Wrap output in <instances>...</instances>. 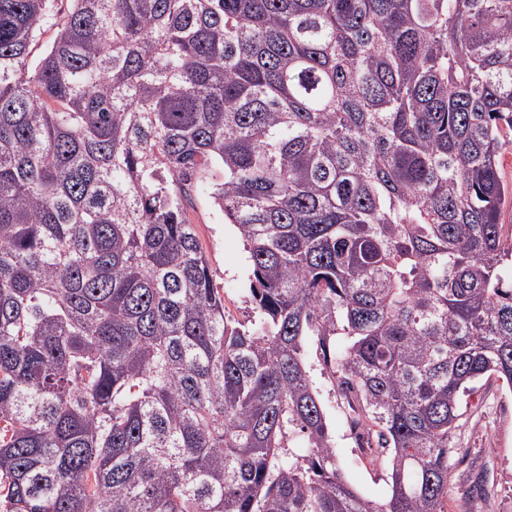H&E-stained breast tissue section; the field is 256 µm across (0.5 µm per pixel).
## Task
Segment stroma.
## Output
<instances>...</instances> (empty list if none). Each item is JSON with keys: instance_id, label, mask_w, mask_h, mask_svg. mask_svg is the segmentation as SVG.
Here are the masks:
<instances>
[{"instance_id": "1", "label": "stroma", "mask_w": 512, "mask_h": 512, "mask_svg": "<svg viewBox=\"0 0 512 512\" xmlns=\"http://www.w3.org/2000/svg\"><path fill=\"white\" fill-rule=\"evenodd\" d=\"M187 215L197 226L227 311L236 319H248L251 267L242 239L208 197H197ZM306 359L345 477L364 495L383 498L388 492L386 464H370L359 448L335 381L320 366L314 348H307ZM459 412L448 458L445 512H512V387L482 379L461 397Z\"/></svg>"}]
</instances>
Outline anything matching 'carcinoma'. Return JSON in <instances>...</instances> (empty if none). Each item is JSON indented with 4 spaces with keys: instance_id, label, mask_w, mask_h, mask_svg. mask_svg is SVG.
<instances>
[{
    "instance_id": "carcinoma-1",
    "label": "carcinoma",
    "mask_w": 512,
    "mask_h": 512,
    "mask_svg": "<svg viewBox=\"0 0 512 512\" xmlns=\"http://www.w3.org/2000/svg\"><path fill=\"white\" fill-rule=\"evenodd\" d=\"M51 2L0 0V512H444L460 394L512 386V0H71L34 63ZM192 224L197 225L199 239L208 253L217 288L224 294V305L236 319L253 315L247 294L251 267L243 241L231 224H224V214L207 196H200L187 209ZM306 359L313 385L326 412L336 456L345 477L364 495L383 498L388 492L386 463L380 461L376 467L369 464V459L358 446L356 434L349 427L335 381L322 369L310 345L306 346Z\"/></svg>"
}]
</instances>
